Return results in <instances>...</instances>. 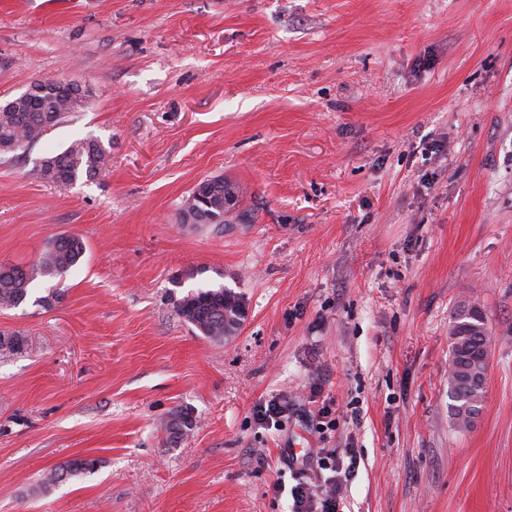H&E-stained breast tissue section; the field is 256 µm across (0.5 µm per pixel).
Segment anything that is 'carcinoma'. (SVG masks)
Here are the masks:
<instances>
[{
	"mask_svg": "<svg viewBox=\"0 0 512 512\" xmlns=\"http://www.w3.org/2000/svg\"><path fill=\"white\" fill-rule=\"evenodd\" d=\"M85 109L83 97L74 94L68 84L57 83L56 92L31 100L11 99L0 106V154L19 150L43 138L47 131L68 117ZM110 149L96 137L73 141L63 151L42 159L36 175L59 187L72 186L80 176L95 178L109 170ZM187 224L224 223V178L214 177L200 182L188 195L181 208ZM85 253L79 236L59 234L50 241L40 260L30 266L0 265V309L16 308L24 303L30 285L37 277H62ZM245 304L236 292L227 288H199L178 299L176 312L194 325L204 336L224 339V323L233 324L243 318ZM488 328L484 312L470 304L459 307L450 328L452 337L448 399L453 422L462 416L478 415L484 394L485 357ZM25 340L16 331H0V351L17 355L23 352ZM96 460L74 459L48 472L40 488L62 482L79 473L91 472Z\"/></svg>",
	"mask_w": 512,
	"mask_h": 512,
	"instance_id": "obj_1",
	"label": "carcinoma"
}]
</instances>
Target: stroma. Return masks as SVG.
<instances>
[{"mask_svg":"<svg viewBox=\"0 0 512 512\" xmlns=\"http://www.w3.org/2000/svg\"><path fill=\"white\" fill-rule=\"evenodd\" d=\"M44 79L88 105L0 155V264L61 232L87 250L0 310L28 343L0 353V512H288L295 472L347 448L343 512H512V0H0V104ZM88 136L109 171L36 177ZM216 176L223 227L182 224ZM219 286L247 316L215 341L175 302ZM466 302L488 359L462 430ZM488 328L484 312L477 306L463 304L453 317L450 328L451 359L448 376V399L453 422L458 425L459 418L478 416L480 401L484 394L486 372L485 357L487 351ZM456 337L457 339H453ZM471 370L478 378L464 383L461 373ZM288 414V402L280 397H271L256 410V419L260 424H276ZM96 467V460L74 459L50 469L41 482L40 488L48 489L56 483L68 479L70 476L84 472H92Z\"/></svg>","mask_w":512,"mask_h":512,"instance_id":"1","label":"stroma"}]
</instances>
